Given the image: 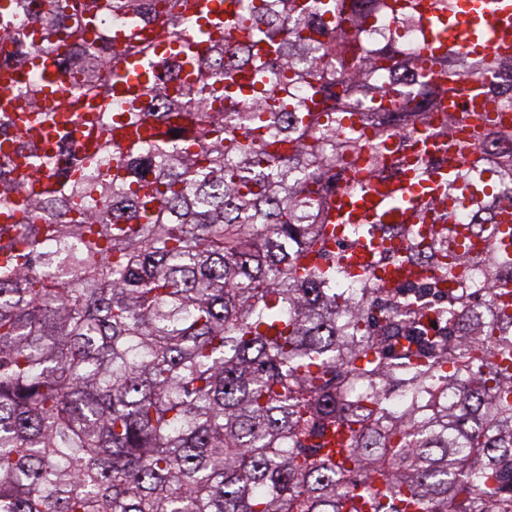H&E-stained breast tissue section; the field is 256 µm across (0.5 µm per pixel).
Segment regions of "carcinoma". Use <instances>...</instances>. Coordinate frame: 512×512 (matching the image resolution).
<instances>
[{
  "mask_svg": "<svg viewBox=\"0 0 512 512\" xmlns=\"http://www.w3.org/2000/svg\"><path fill=\"white\" fill-rule=\"evenodd\" d=\"M369 15L391 24L372 64ZM411 23V0H0V512H512V225L492 192L467 226L439 209L509 182L512 125L472 113L408 223L351 228L373 261L337 287L346 117L372 118L380 181L400 130L461 121L459 81L498 76L512 108V55L451 49L405 85ZM484 224L487 310L448 252Z\"/></svg>",
  "mask_w": 512,
  "mask_h": 512,
  "instance_id": "1",
  "label": "carcinoma"
}]
</instances>
